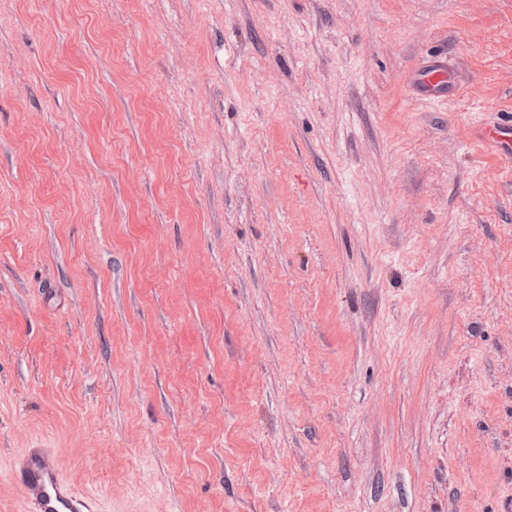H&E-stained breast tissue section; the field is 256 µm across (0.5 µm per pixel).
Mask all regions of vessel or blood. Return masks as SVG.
Wrapping results in <instances>:
<instances>
[{"instance_id": "b4317fda", "label": "vessel or blood", "mask_w": 512, "mask_h": 512, "mask_svg": "<svg viewBox=\"0 0 512 512\" xmlns=\"http://www.w3.org/2000/svg\"><path fill=\"white\" fill-rule=\"evenodd\" d=\"M416 82L426 103L443 99L459 87L456 72L440 61L418 71ZM9 479L22 490L26 512H103L98 498L67 480L59 449L41 439H33L14 460Z\"/></svg>"}]
</instances>
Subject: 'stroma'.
I'll return each mask as SVG.
<instances>
[{
  "mask_svg": "<svg viewBox=\"0 0 512 512\" xmlns=\"http://www.w3.org/2000/svg\"><path fill=\"white\" fill-rule=\"evenodd\" d=\"M508 120L512 0H0V512L36 437L105 512H512ZM417 88L421 100L431 103L443 99L451 91L458 90L459 79L456 72L445 62H433L418 71L416 76Z\"/></svg>",
  "mask_w": 512,
  "mask_h": 512,
  "instance_id": "obj_1",
  "label": "stroma"
}]
</instances>
